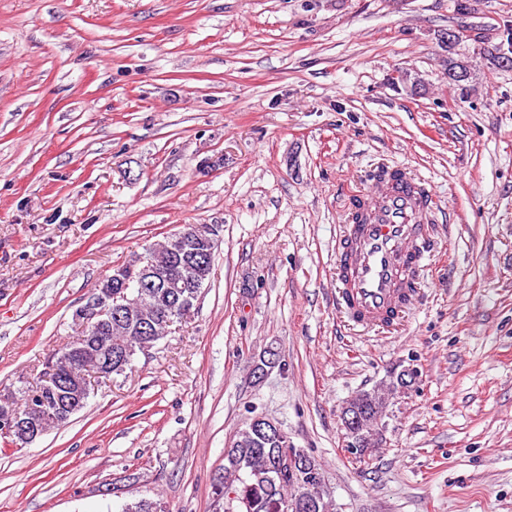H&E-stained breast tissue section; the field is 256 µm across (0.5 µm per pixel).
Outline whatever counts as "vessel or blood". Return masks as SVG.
I'll return each instance as SVG.
<instances>
[{"label":"vessel or blood","instance_id":"b4317fda","mask_svg":"<svg viewBox=\"0 0 512 512\" xmlns=\"http://www.w3.org/2000/svg\"><path fill=\"white\" fill-rule=\"evenodd\" d=\"M351 204L362 220L344 225L336 244V300L357 325L389 328L416 302L432 252L434 200L419 177L387 167Z\"/></svg>","mask_w":512,"mask_h":512}]
</instances>
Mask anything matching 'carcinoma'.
Masks as SVG:
<instances>
[{
	"label": "carcinoma",
	"mask_w": 512,
	"mask_h": 512,
	"mask_svg": "<svg viewBox=\"0 0 512 512\" xmlns=\"http://www.w3.org/2000/svg\"><path fill=\"white\" fill-rule=\"evenodd\" d=\"M504 33L506 38L485 56L486 63L494 69H512V28H506ZM445 48L448 52L446 68L461 74V79H453L450 84L465 94L470 77L469 62L454 56L455 46L447 44ZM148 262L162 270L163 276L144 296L130 287V280ZM127 266L131 267L128 279L114 278L108 283L112 294L130 296L125 319H114L112 324L103 325L94 334L81 331L74 340L55 350L52 358L57 362L59 381L98 371L102 358L108 353L112 354V372H123L144 345L156 344L173 318L187 316L198 301L195 289L177 288L175 284L196 275L202 266L187 264V258L169 240L157 248L146 249ZM411 380V375L402 370L388 383L371 391H360L346 402L341 418L346 422L355 420V426L346 431V439L357 448L356 461L364 462L378 445L377 420L387 415L393 396ZM18 393L17 398L11 394L0 398V414L10 412L25 426L36 424L48 429L64 424L56 417L59 403L64 399L60 386L48 384L39 390L20 389ZM294 449L288 434L265 438L254 424H246L233 436L231 447L224 450V473L215 487L217 499L221 501L228 493H235L234 512H301V498L309 505L307 512H335L324 485L316 480H298L308 468L323 472L321 464L307 452L303 453L302 460H294L290 456ZM121 512L163 510L160 503L145 496L125 503Z\"/></svg>",
	"instance_id": "carcinoma-1"
}]
</instances>
